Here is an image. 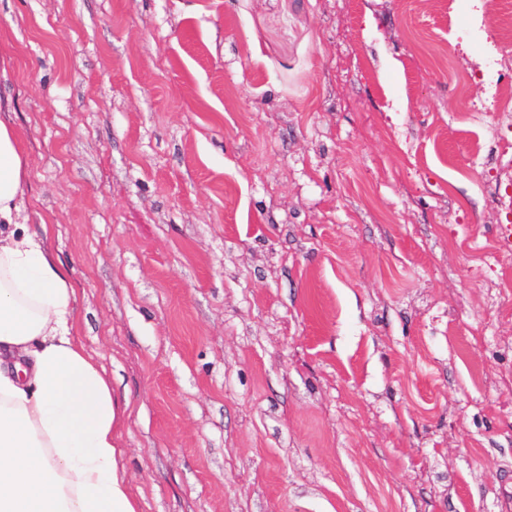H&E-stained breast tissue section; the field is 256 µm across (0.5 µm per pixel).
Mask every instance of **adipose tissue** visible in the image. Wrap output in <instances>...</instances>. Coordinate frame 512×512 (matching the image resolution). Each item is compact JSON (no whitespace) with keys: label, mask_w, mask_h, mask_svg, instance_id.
Instances as JSON below:
<instances>
[{"label":"adipose tissue","mask_w":512,"mask_h":512,"mask_svg":"<svg viewBox=\"0 0 512 512\" xmlns=\"http://www.w3.org/2000/svg\"><path fill=\"white\" fill-rule=\"evenodd\" d=\"M26 167L0 118V512H138L119 464L131 403L78 338L51 225L22 216Z\"/></svg>","instance_id":"ef3b65f1"}]
</instances>
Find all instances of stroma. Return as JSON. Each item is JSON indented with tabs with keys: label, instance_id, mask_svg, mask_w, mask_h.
Here are the masks:
<instances>
[{
	"label": "stroma",
	"instance_id": "1",
	"mask_svg": "<svg viewBox=\"0 0 512 512\" xmlns=\"http://www.w3.org/2000/svg\"><path fill=\"white\" fill-rule=\"evenodd\" d=\"M512 0H0V107L140 512H506Z\"/></svg>",
	"mask_w": 512,
	"mask_h": 512
}]
</instances>
